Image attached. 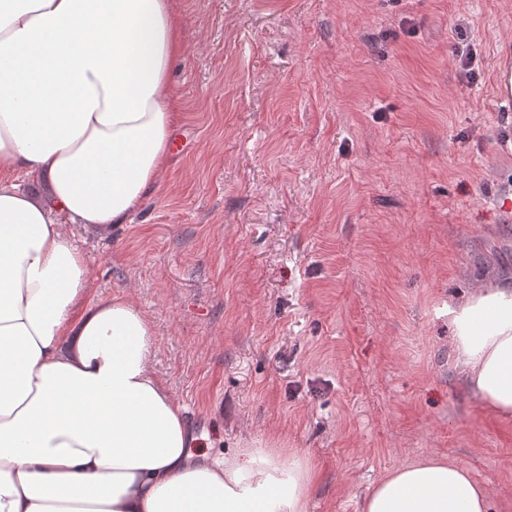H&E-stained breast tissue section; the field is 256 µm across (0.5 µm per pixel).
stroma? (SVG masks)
Wrapping results in <instances>:
<instances>
[{
  "label": "stroma",
  "mask_w": 512,
  "mask_h": 512,
  "mask_svg": "<svg viewBox=\"0 0 512 512\" xmlns=\"http://www.w3.org/2000/svg\"><path fill=\"white\" fill-rule=\"evenodd\" d=\"M184 151L105 234L90 299L131 294L199 452L308 457V512H363L448 456L512 512V419L457 366L449 301L512 251V0H177ZM476 58L461 76L459 52Z\"/></svg>",
  "instance_id": "35a3bbf8"
}]
</instances>
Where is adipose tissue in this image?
<instances>
[{"mask_svg": "<svg viewBox=\"0 0 512 512\" xmlns=\"http://www.w3.org/2000/svg\"><path fill=\"white\" fill-rule=\"evenodd\" d=\"M173 0H0V512H307L312 464L260 446L197 457L127 296L89 301L65 223H125L180 125ZM43 178L38 199L5 180ZM453 354L512 418V278L449 304ZM443 455L386 472L363 512H490Z\"/></svg>", "mask_w": 512, "mask_h": 512, "instance_id": "ef3b65f1", "label": "adipose tissue"}]
</instances>
